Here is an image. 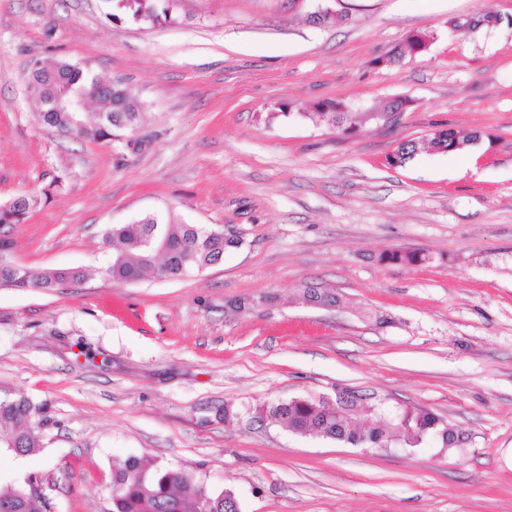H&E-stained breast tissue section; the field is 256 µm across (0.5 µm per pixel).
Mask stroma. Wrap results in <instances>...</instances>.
<instances>
[{"label": "stroma", "instance_id": "stroma-1", "mask_svg": "<svg viewBox=\"0 0 512 512\" xmlns=\"http://www.w3.org/2000/svg\"><path fill=\"white\" fill-rule=\"evenodd\" d=\"M0 0V203L48 198L13 256L92 276L0 288V389L28 397L42 446L0 451V480L38 476L51 512H110L136 457L232 490L242 512H512V0ZM500 16L455 31L451 19ZM428 50L378 64L413 33ZM70 61L123 81L139 152L49 130L23 74ZM409 99L401 123L350 136L266 115L332 99ZM481 140L388 163L437 127ZM172 212L243 243L182 280L118 284L107 227ZM426 251L430 263L383 264ZM340 295L310 304L306 287ZM345 386L428 410L454 448H353L249 409ZM232 418H225V411ZM429 256L424 251L413 250H397L391 252H381L378 255L380 263H400L409 266H417L426 263Z\"/></svg>", "mask_w": 512, "mask_h": 512}]
</instances>
